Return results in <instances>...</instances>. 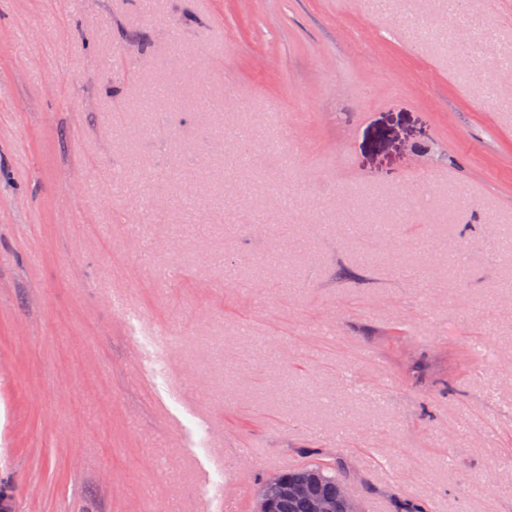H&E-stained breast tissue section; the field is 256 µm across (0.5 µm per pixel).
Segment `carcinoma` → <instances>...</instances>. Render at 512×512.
<instances>
[{"instance_id":"carcinoma-1","label":"carcinoma","mask_w":512,"mask_h":512,"mask_svg":"<svg viewBox=\"0 0 512 512\" xmlns=\"http://www.w3.org/2000/svg\"><path fill=\"white\" fill-rule=\"evenodd\" d=\"M300 483L310 489L306 498L292 499L288 497V485ZM349 479L336 462L321 460L291 468L264 483L259 494L257 512H265V505L275 503L278 512H313L310 503L316 499L330 501L331 512H357V508H349L344 501L342 488Z\"/></svg>"}]
</instances>
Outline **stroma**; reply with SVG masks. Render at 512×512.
I'll return each mask as SVG.
<instances>
[{
  "mask_svg": "<svg viewBox=\"0 0 512 512\" xmlns=\"http://www.w3.org/2000/svg\"><path fill=\"white\" fill-rule=\"evenodd\" d=\"M511 55L512 0H0L12 512H199L239 448L235 512L271 457L512 512Z\"/></svg>",
  "mask_w": 512,
  "mask_h": 512,
  "instance_id": "obj_1",
  "label": "stroma"
}]
</instances>
